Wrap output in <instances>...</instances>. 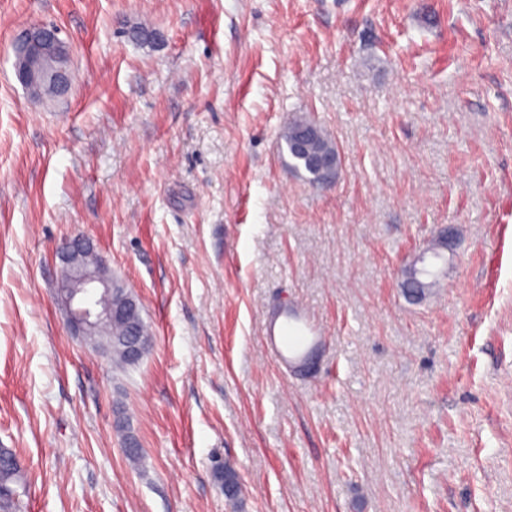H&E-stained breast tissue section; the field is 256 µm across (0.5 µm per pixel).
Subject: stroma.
<instances>
[{"mask_svg": "<svg viewBox=\"0 0 512 512\" xmlns=\"http://www.w3.org/2000/svg\"><path fill=\"white\" fill-rule=\"evenodd\" d=\"M37 22L73 49L51 104L13 70ZM74 233L142 305L134 366L55 299ZM0 448L26 512H512V0H0ZM302 126H310L315 130V134L306 143L302 151H296L294 146H303V141L308 136L306 132L300 133L295 140V132ZM281 140L285 144L288 156L291 159V166L296 171H304L309 183L318 185L320 180L318 173L313 166V158H318L316 161L317 170L321 176V184L329 183L335 176L336 160L340 155L339 152L332 154L329 157H321L327 155L332 151V144L320 131V129L309 120L304 118H295L291 120L284 128L281 134ZM215 475L224 486L225 497L231 502L237 501L242 493V487L240 477L234 466L225 460L224 472L220 468H216Z\"/></svg>", "mask_w": 512, "mask_h": 512, "instance_id": "1", "label": "stroma"}]
</instances>
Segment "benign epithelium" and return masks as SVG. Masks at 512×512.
Returning a JSON list of instances; mask_svg holds the SVG:
<instances>
[{
  "instance_id": "1",
  "label": "benign epithelium",
  "mask_w": 512,
  "mask_h": 512,
  "mask_svg": "<svg viewBox=\"0 0 512 512\" xmlns=\"http://www.w3.org/2000/svg\"><path fill=\"white\" fill-rule=\"evenodd\" d=\"M14 69L18 81L33 96L49 85L56 95L64 97L71 88V53L68 44L59 37L53 25L35 23L27 27L14 44ZM339 154L320 157L316 161L321 183L337 175ZM62 281L58 298L64 303L69 322L80 336H90L103 323H110L124 311L135 308L132 300L112 304L114 275L94 249L92 242L81 234L71 237L61 248ZM428 256L420 255L413 264L402 287L412 286L421 293L426 287L421 266Z\"/></svg>"
}]
</instances>
